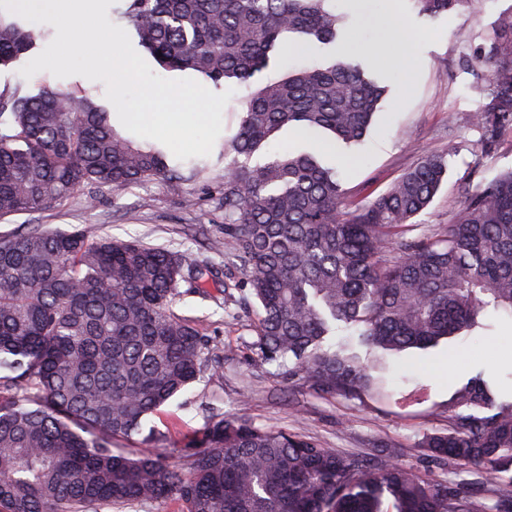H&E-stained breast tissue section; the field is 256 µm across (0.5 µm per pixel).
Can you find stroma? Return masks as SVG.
<instances>
[{"label": "stroma", "instance_id": "35a3bbf8", "mask_svg": "<svg viewBox=\"0 0 512 512\" xmlns=\"http://www.w3.org/2000/svg\"><path fill=\"white\" fill-rule=\"evenodd\" d=\"M333 7L342 20L343 42L294 46L271 59L251 83L234 84L223 112V135L233 136L260 87L292 68L328 65L342 56L344 43H351L383 63L389 86L362 144L329 146L325 134L290 127L275 134L271 147L322 149L325 161L340 171L351 200L371 199L425 157L446 154L447 175L409 231L413 238L430 235L451 224L465 190L512 170V127L503 128L489 147L474 121L486 103L489 83V71L480 61L491 56L500 22L512 14V0H483L479 9L462 7L433 18L420 14L412 0H334ZM21 67L18 61L0 67V87L20 84L34 94L48 83L61 92L82 89L100 99L106 93L101 81L59 78L47 71L27 79ZM223 181L224 167L217 164L202 180L176 188L161 180L117 194L88 186L39 213L0 220V236L24 224H43L77 229L91 239L140 240L192 259H210L220 268L223 256L211 253L207 243L224 226ZM176 310L199 320L213 347L223 350L224 371L205 375L152 418L161 432L154 445L165 449L169 464H181L186 438L214 411L288 429L352 460L396 462L466 493L501 488V481L483 467L433 461L418 443L423 433L447 428L449 398L477 374L491 377L502 399L512 398L511 314L489 310L486 329L393 357V389L407 393L422 387L427 392L424 402L399 409L315 392L290 379L287 367L261 362L252 348L256 312L243 303L221 308L188 298Z\"/></svg>", "mask_w": 512, "mask_h": 512}]
</instances>
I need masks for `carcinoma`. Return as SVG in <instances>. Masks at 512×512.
Listing matches in <instances>:
<instances>
[{
    "instance_id": "cac0c4a2",
    "label": "carcinoma",
    "mask_w": 512,
    "mask_h": 512,
    "mask_svg": "<svg viewBox=\"0 0 512 512\" xmlns=\"http://www.w3.org/2000/svg\"><path fill=\"white\" fill-rule=\"evenodd\" d=\"M329 2L125 0L121 18L161 67L218 86L249 81L294 37L335 40L340 18ZM413 2L427 17L477 4ZM47 36L0 13V66ZM485 64L489 102L475 119L492 140L512 124V47ZM379 69L348 51L249 100L220 154L224 237L210 249L240 262L245 300L258 307L261 361L288 362L316 392L404 407L425 392L395 398L390 356L480 328L491 308L512 315V170L466 191L448 226L408 238L447 173L443 155L348 204L317 152L283 149L249 164L284 127L358 143L386 94ZM208 167L186 170L166 147L123 137L84 90L0 89V219L88 185L114 194L151 180L179 186ZM216 279L163 246L39 224L0 237V512H121L167 500L183 512H512V400L480 375L448 400V429L418 446L435 461L495 474L510 490L491 505L411 468L351 461L285 428L219 414L185 444L181 467L153 450L112 447L154 439V429L144 432L151 415L205 373L223 372L224 353L174 310L189 296L224 303L234 285L212 292ZM336 322L355 328L369 358L346 344L323 349Z\"/></svg>"
}]
</instances>
